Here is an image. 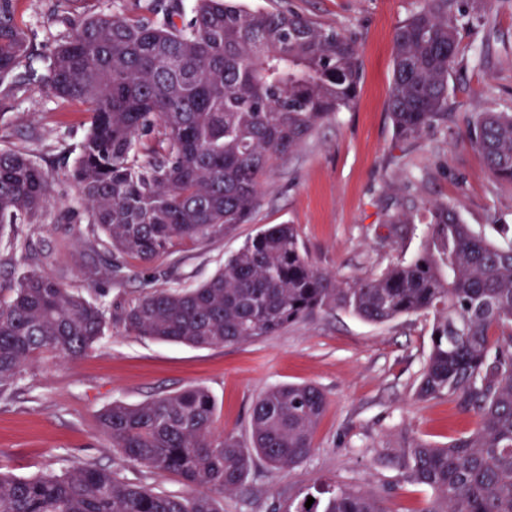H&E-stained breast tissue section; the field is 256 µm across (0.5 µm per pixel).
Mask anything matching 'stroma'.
Returning <instances> with one entry per match:
<instances>
[{
  "label": "stroma",
  "instance_id": "stroma-1",
  "mask_svg": "<svg viewBox=\"0 0 512 512\" xmlns=\"http://www.w3.org/2000/svg\"><path fill=\"white\" fill-rule=\"evenodd\" d=\"M235 2L250 10L293 12L353 37L361 64L357 97L273 169L250 223L179 244L148 264L123 259L121 280H111L109 248L89 225L59 219L76 204L68 173L90 126L89 105L56 98L35 84L0 87V149L31 153L54 177L52 220L14 231L27 251L46 256L45 271L90 292L107 320L104 336L86 356L42 357L0 397V470L31 478L81 462L148 489L180 493L177 477L123 460L97 425L99 410L201 387L215 401L217 430L247 445L256 398L275 385L304 383L318 387L327 401L311 453L283 470L253 458L242 488L225 496L224 512H294L322 486L369 492L384 500L388 512H421L431 490L408 482L390 456L407 440L443 445L473 427L471 415L455 404L415 397L429 352L424 317L379 325L345 311L320 313L271 336L208 348L128 334L120 317L147 288L198 286L270 224L295 225L311 262L340 278L377 274L416 256L425 225H409L398 236L385 222L388 212L408 201L458 203L465 223L501 241L503 224L512 225V185L491 176L467 140L466 124L481 112L512 113V0H480L479 10L495 17L491 27L466 12L448 75V118L412 142L396 139L387 101L395 30L422 0ZM56 5L18 2L40 69L57 33L44 16Z\"/></svg>",
  "mask_w": 512,
  "mask_h": 512
}]
</instances>
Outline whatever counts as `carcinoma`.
Listing matches in <instances>:
<instances>
[{
	"mask_svg": "<svg viewBox=\"0 0 512 512\" xmlns=\"http://www.w3.org/2000/svg\"><path fill=\"white\" fill-rule=\"evenodd\" d=\"M67 30L45 89L90 106L92 121L69 178L79 208L60 216L100 230L112 253L150 263L180 243L247 224L265 178L329 117L350 108L360 83L353 39L293 13L253 11L231 0H156L150 16L63 0ZM460 0H423L393 38L388 111L402 141L448 118ZM30 62L17 0H0V85ZM467 139L493 177L512 184V113L482 112ZM52 175L29 154L0 149V233L50 218ZM388 224H425L419 253L378 275L338 279L313 265L292 224L262 228L195 288H154L122 314L124 330L205 348L269 336L317 313L348 312L385 324L429 320L420 400L446 399L473 413L472 431L444 446L411 440L395 456L432 496L422 512H512V237L490 241L456 205L412 201ZM28 269L0 296V396L43 353L85 355L105 335L103 306L24 256ZM326 398L312 384L268 388L251 415L252 446L215 428L203 388L97 416L128 462L174 475L179 494L75 464L60 475L0 472V512H224L252 455L276 469L313 449ZM295 512H386L365 492L327 489Z\"/></svg>",
	"mask_w": 512,
	"mask_h": 512,
	"instance_id": "cac0c4a2",
	"label": "carcinoma"
}]
</instances>
